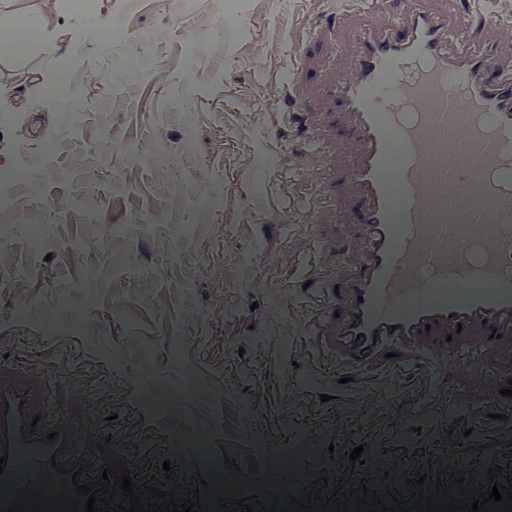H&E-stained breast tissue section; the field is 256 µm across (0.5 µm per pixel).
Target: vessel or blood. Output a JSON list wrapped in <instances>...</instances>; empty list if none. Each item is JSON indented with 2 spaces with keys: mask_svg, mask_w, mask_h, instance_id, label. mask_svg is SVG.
Returning <instances> with one entry per match:
<instances>
[{
  "mask_svg": "<svg viewBox=\"0 0 512 512\" xmlns=\"http://www.w3.org/2000/svg\"><path fill=\"white\" fill-rule=\"evenodd\" d=\"M403 19L359 33L353 69L328 78L336 113L309 115L315 146L336 133V159L308 166L316 217L336 213L358 262L325 280L357 289L362 314L436 289L512 281V84L496 77L512 42L471 48L466 18L402 0ZM462 50L449 54V41Z\"/></svg>",
  "mask_w": 512,
  "mask_h": 512,
  "instance_id": "1",
  "label": "vessel or blood"
}]
</instances>
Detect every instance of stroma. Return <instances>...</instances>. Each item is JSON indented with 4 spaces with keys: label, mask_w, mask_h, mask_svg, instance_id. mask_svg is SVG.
Instances as JSON below:
<instances>
[{
    "label": "stroma",
    "mask_w": 512,
    "mask_h": 512,
    "mask_svg": "<svg viewBox=\"0 0 512 512\" xmlns=\"http://www.w3.org/2000/svg\"><path fill=\"white\" fill-rule=\"evenodd\" d=\"M65 39L0 60V81L41 80L22 107L0 101V165L45 156L37 187L16 184L12 234L0 239V454L56 433V459L129 458L163 480V461L194 481V430L263 486L327 470L348 476L431 464L433 471L512 466L500 416L512 383V298L498 301L499 337L442 316L400 319L397 335L343 314L324 267L348 255L331 222L300 204L317 190L298 176L311 158L288 98L335 111L326 75L350 69L356 36L400 18L397 0H85ZM475 21L512 19V0H415ZM96 29L100 40L85 38ZM74 89L48 91L61 70ZM290 71L292 92L280 90ZM296 205L288 219L269 201ZM39 228L43 254L28 233ZM298 263L310 285L265 278ZM254 303L242 315L239 299ZM247 350L246 361L236 357ZM108 451H88V443ZM362 462L350 465L354 447ZM262 455H254V448Z\"/></svg>",
    "instance_id": "stroma-1"
}]
</instances>
